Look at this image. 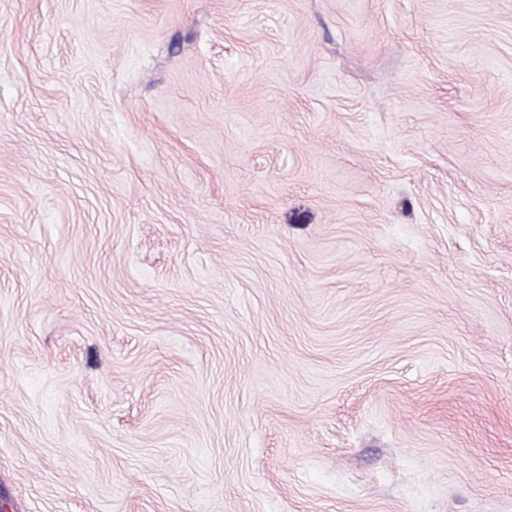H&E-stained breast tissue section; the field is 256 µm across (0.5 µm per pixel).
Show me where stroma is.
I'll return each instance as SVG.
<instances>
[{"label": "stroma", "mask_w": 512, "mask_h": 512, "mask_svg": "<svg viewBox=\"0 0 512 512\" xmlns=\"http://www.w3.org/2000/svg\"><path fill=\"white\" fill-rule=\"evenodd\" d=\"M7 512H512V0H0Z\"/></svg>", "instance_id": "1"}]
</instances>
